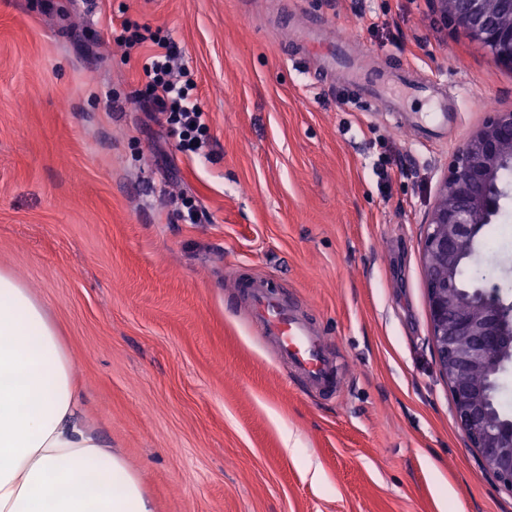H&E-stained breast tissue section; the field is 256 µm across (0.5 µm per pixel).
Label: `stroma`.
<instances>
[{
	"label": "stroma",
	"mask_w": 512,
	"mask_h": 512,
	"mask_svg": "<svg viewBox=\"0 0 512 512\" xmlns=\"http://www.w3.org/2000/svg\"><path fill=\"white\" fill-rule=\"evenodd\" d=\"M127 22L177 46L203 152L143 106ZM301 32L343 34L366 70L410 63L459 109L432 133L410 98L399 126L326 81ZM484 97L512 108V70L430 0H0V269L59 328L88 425L156 512H512L435 365L422 259ZM464 276L512 303V197ZM245 278L320 331L335 394L260 341Z\"/></svg>",
	"instance_id": "obj_1"
}]
</instances>
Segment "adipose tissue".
Segmentation results:
<instances>
[{"mask_svg":"<svg viewBox=\"0 0 512 512\" xmlns=\"http://www.w3.org/2000/svg\"><path fill=\"white\" fill-rule=\"evenodd\" d=\"M80 413L56 327L0 271V512H154L138 475Z\"/></svg>","mask_w":512,"mask_h":512,"instance_id":"adipose-tissue-1","label":"adipose tissue"}]
</instances>
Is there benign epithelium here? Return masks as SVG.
Returning a JSON list of instances; mask_svg holds the SVG:
<instances>
[{
	"instance_id": "obj_1",
	"label": "benign epithelium",
	"mask_w": 512,
	"mask_h": 512,
	"mask_svg": "<svg viewBox=\"0 0 512 512\" xmlns=\"http://www.w3.org/2000/svg\"><path fill=\"white\" fill-rule=\"evenodd\" d=\"M497 64L512 70V0H432ZM512 109L487 113L451 156L428 212L422 241L435 363L448 380L456 420L484 470L512 493V418L496 407L499 378L512 362V317L495 284H467L484 227L508 196Z\"/></svg>"
}]
</instances>
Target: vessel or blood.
<instances>
[{
	"instance_id": "vessel-or-blood-1",
	"label": "vessel or blood",
	"mask_w": 512,
	"mask_h": 512,
	"mask_svg": "<svg viewBox=\"0 0 512 512\" xmlns=\"http://www.w3.org/2000/svg\"><path fill=\"white\" fill-rule=\"evenodd\" d=\"M348 79L354 86V95L370 102L381 112L399 111L398 102L387 96L389 89L394 86L404 87L411 96L427 99L432 111L447 113L455 109L448 100L444 83L412 82L408 71L400 68L375 79L352 72ZM246 289L250 301V322L267 342L276 344L281 364L317 391L334 392L339 380L326 355L320 332L270 291L263 281H250Z\"/></svg>"
}]
</instances>
